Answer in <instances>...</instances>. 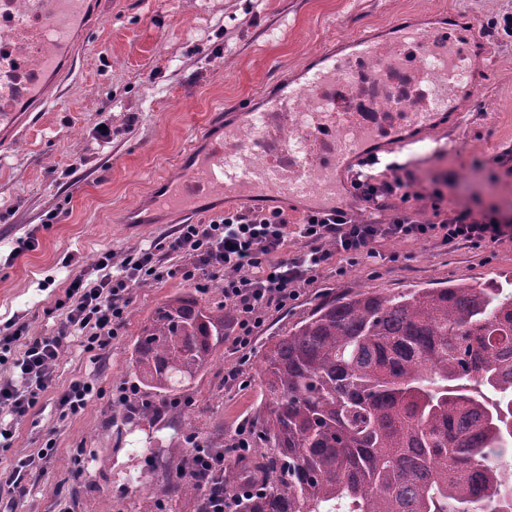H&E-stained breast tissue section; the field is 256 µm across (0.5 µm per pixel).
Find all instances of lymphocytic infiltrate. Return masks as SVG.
Wrapping results in <instances>:
<instances>
[{
	"instance_id": "f902f5d3",
	"label": "lymphocytic infiltrate",
	"mask_w": 512,
	"mask_h": 512,
	"mask_svg": "<svg viewBox=\"0 0 512 512\" xmlns=\"http://www.w3.org/2000/svg\"><path fill=\"white\" fill-rule=\"evenodd\" d=\"M389 169L392 178L360 173L353 181L359 201L385 212V220L377 224L341 207L309 211L296 225L277 208L228 210L206 221L177 225L164 246L133 250L120 264H113L111 252L102 253L90 268L70 278L63 298L56 301L61 315L56 335H30L26 323L15 321L0 336V354L20 350L13 362L14 378L0 381V407L18 418L29 414L51 386L71 335L81 336L84 351L106 347L124 324L133 288L162 279L172 254L185 260L183 280L223 281L224 302L234 311L233 347L243 352L271 310L297 300L326 270L341 275L347 266L381 257L398 261V254L381 253L382 243L434 240L480 250L512 237V222L497 211L448 205L438 189L427 195L433 220H422L407 206L413 178L398 176V164Z\"/></svg>"
}]
</instances>
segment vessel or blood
<instances>
[{"label":"vessel or blood","instance_id":"b4317fda","mask_svg":"<svg viewBox=\"0 0 512 512\" xmlns=\"http://www.w3.org/2000/svg\"><path fill=\"white\" fill-rule=\"evenodd\" d=\"M102 14V0H28L24 9L0 16L7 31L0 39L1 125L13 124L17 113L47 109L45 87L69 80ZM473 40V30L451 15L437 26L397 23L383 45L361 35L345 54L315 57L299 81L269 96L263 111L240 107L245 122L260 127L251 152L238 148L240 125L213 113L204 148L189 154L179 179L166 181L153 195L152 209L191 216L217 195L257 209L272 199L336 208L345 191L341 172L378 160L374 145L399 147L402 128L429 127L434 113L455 115L458 98H475V81L459 78L460 68L480 67ZM410 49L435 59L436 71H424L423 77L439 81L436 94L406 112L356 111L351 96L360 66L379 58L393 71ZM287 126L303 133L305 148L286 145Z\"/></svg>","mask_w":512,"mask_h":512}]
</instances>
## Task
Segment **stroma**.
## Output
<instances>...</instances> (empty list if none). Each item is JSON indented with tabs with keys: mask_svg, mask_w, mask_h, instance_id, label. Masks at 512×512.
<instances>
[{
	"mask_svg": "<svg viewBox=\"0 0 512 512\" xmlns=\"http://www.w3.org/2000/svg\"><path fill=\"white\" fill-rule=\"evenodd\" d=\"M512 13V0H108L106 14L73 81L51 90L53 108L23 113L16 126L0 129V331L7 322L27 323L31 334L56 332L54 304L70 278L100 253L120 263L129 250L161 241L168 224L129 229L121 212L144 203L163 180L179 173L183 154L203 135L214 112L246 101L260 104L268 87L289 79L304 62L360 34L389 28L420 15L452 14L473 24L484 58L479 93L463 125L445 119L422 131L417 152L405 162L416 190L448 179V200L480 211L512 212V36L492 22ZM112 129L110 141L98 137ZM35 234V250L13 256L17 238ZM383 252L398 262L329 271L298 301L271 312L245 363L231 346L186 393V420L220 444L239 423L252 420L261 397V346L306 316L323 298L348 289L397 293L407 288L512 278V243L485 252L462 244L389 242ZM136 286L117 336L90 358L79 341L62 354L52 386L30 415L16 421L11 447H0V476L16 456L53 443L44 468L28 477L33 492L19 502L0 501V512H195L193 500L160 493L157 457L174 434L166 418L117 432L124 409L111 392L134 385L131 348L144 322L170 297L196 293L200 302L220 300L216 285L196 291L176 272ZM240 367L243 387L224 377ZM97 378L103 396L76 417L59 420L58 393L76 377ZM86 451L85 472L74 477L70 455ZM139 484H129V475Z\"/></svg>",
	"mask_w": 512,
	"mask_h": 512,
	"instance_id": "obj_1",
	"label": "stroma"
}]
</instances>
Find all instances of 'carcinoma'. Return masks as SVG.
Returning a JSON list of instances; mask_svg holds the SVG:
<instances>
[{"mask_svg":"<svg viewBox=\"0 0 512 512\" xmlns=\"http://www.w3.org/2000/svg\"><path fill=\"white\" fill-rule=\"evenodd\" d=\"M224 301L175 295L142 326L124 424L164 413L228 336ZM264 449L225 467L234 512H512V281L328 296L261 353ZM183 432L163 491L210 501Z\"/></svg>","mask_w":512,"mask_h":512,"instance_id":"obj_1","label":"carcinoma"}]
</instances>
